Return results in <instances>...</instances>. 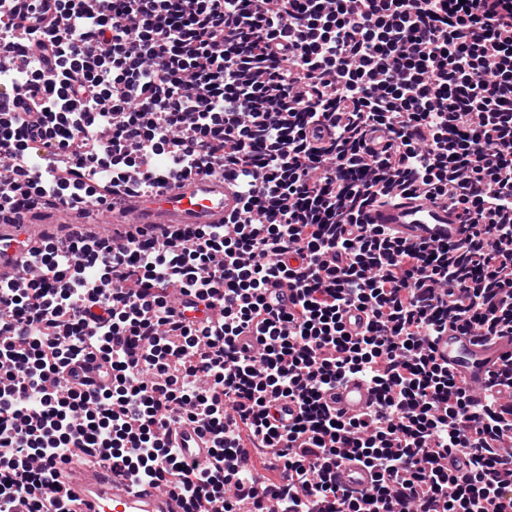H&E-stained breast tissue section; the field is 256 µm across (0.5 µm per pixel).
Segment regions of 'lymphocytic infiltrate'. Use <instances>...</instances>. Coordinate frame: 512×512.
I'll use <instances>...</instances> for the list:
<instances>
[{"label":"lymphocytic infiltrate","instance_id":"lymphocytic-infiltrate-1","mask_svg":"<svg viewBox=\"0 0 512 512\" xmlns=\"http://www.w3.org/2000/svg\"><path fill=\"white\" fill-rule=\"evenodd\" d=\"M19 56L5 222L92 220L189 176L233 179L241 206L21 241L0 279V512H72L75 448L186 512H512V352L476 397L432 348L512 336V0H0V58ZM402 198L457 210L462 238L370 222ZM174 288L218 315H176ZM350 379L372 394L353 417L325 399ZM183 423L211 435L205 464L169 446ZM345 460L367 486L337 482Z\"/></svg>","mask_w":512,"mask_h":512}]
</instances>
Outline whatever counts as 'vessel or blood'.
<instances>
[{"label":"vessel or blood","mask_w":512,"mask_h":512,"mask_svg":"<svg viewBox=\"0 0 512 512\" xmlns=\"http://www.w3.org/2000/svg\"><path fill=\"white\" fill-rule=\"evenodd\" d=\"M237 207L233 181L191 176L155 197H124L110 222L112 234L117 237L129 224H220ZM371 220L393 225L411 241L455 242L462 236L460 219L453 210L424 199L375 208ZM434 351L439 358L448 360L463 380L476 384L484 380L494 361L512 352V338L505 336L488 345L476 337L451 331L435 342ZM370 400L367 385L356 380L333 390L330 398L332 406L349 415L363 412ZM170 444L190 460L207 458L211 449L208 435L194 424L178 428ZM59 480L73 499L74 512H184L179 495L133 486L77 456L64 465Z\"/></svg>","instance_id":"b4317fda"}]
</instances>
